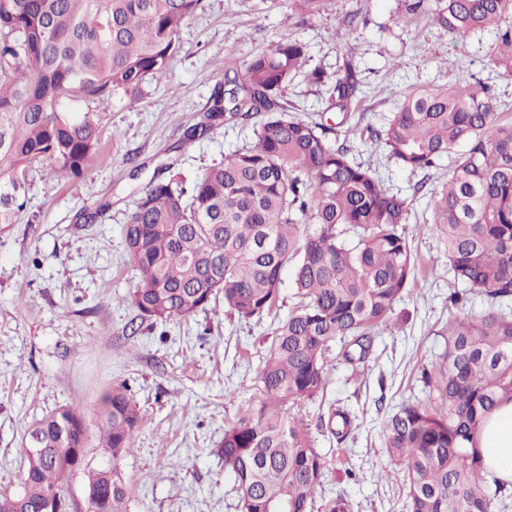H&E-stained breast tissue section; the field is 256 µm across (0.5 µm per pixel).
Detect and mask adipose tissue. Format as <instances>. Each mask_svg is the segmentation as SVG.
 <instances>
[{
  "instance_id": "adipose-tissue-1",
  "label": "adipose tissue",
  "mask_w": 512,
  "mask_h": 512,
  "mask_svg": "<svg viewBox=\"0 0 512 512\" xmlns=\"http://www.w3.org/2000/svg\"><path fill=\"white\" fill-rule=\"evenodd\" d=\"M484 471L512 484V400H505L488 415L475 437Z\"/></svg>"
}]
</instances>
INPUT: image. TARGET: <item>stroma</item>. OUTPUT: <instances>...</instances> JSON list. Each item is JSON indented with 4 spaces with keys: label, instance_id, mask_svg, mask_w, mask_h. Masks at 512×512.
Returning <instances> with one entry per match:
<instances>
[{
    "label": "stroma",
    "instance_id": "1",
    "mask_svg": "<svg viewBox=\"0 0 512 512\" xmlns=\"http://www.w3.org/2000/svg\"><path fill=\"white\" fill-rule=\"evenodd\" d=\"M413 2L331 0L297 21L291 0H203L181 32L167 77L149 84L136 107L117 100L96 109L101 150L80 177L60 181L33 169L20 223L0 234V495L21 492L27 430L62 406L77 409L85 422L86 464L106 465L102 396L124 384L139 412L133 449L119 461L129 512H238L234 481L214 449L262 399L259 375L273 329L296 303L292 272L284 270L279 302L262 320L226 315L219 305L153 325L140 321L129 302L137 278L122 229L152 176L172 172L190 181L253 145L250 121L217 126L189 145L183 136L213 104L214 62L245 72L253 56L287 37L304 46L307 64L282 102L322 122L331 142L358 150L386 188L412 198L418 256L414 287L396 306L409 320L376 337L360 376L330 361L323 396L301 408L325 461L315 502L342 492L355 512H405L403 474L383 443L385 422L401 404L425 400L416 370L437 361L444 349L439 332L450 317L479 318L488 304L475 295L450 313L448 263L437 235L424 226L447 161L418 180L372 135L384 129L402 93L427 84L487 83L504 117H512V75L494 57L497 31L449 36L427 15L433 0L418 10ZM348 63L360 86L343 117L331 86L308 73L333 75ZM103 200L111 207L102 218L79 222L84 209ZM335 404L356 416L343 450L320 426Z\"/></svg>",
    "mask_w": 512,
    "mask_h": 512
}]
</instances>
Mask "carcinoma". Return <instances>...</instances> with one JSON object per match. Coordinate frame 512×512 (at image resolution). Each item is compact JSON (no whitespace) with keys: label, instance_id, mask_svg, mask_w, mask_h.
Here are the masks:
<instances>
[{"label":"carcinoma","instance_id":"carcinoma-1","mask_svg":"<svg viewBox=\"0 0 512 512\" xmlns=\"http://www.w3.org/2000/svg\"><path fill=\"white\" fill-rule=\"evenodd\" d=\"M202 0H0V232L19 223L32 165L59 179L79 177L101 138L91 113L115 98L138 103L164 79L186 22ZM512 0H438L432 18L451 35L499 28ZM498 63L512 70V30L499 33ZM305 47L282 39L247 64L244 80L222 76L215 104L185 132L189 144L217 121L259 118L256 143L238 149L191 186L153 177L123 227L138 275L129 295L143 322L184 320L221 298L243 319H262L292 267L297 303L279 321L261 370L263 399L224 431L214 450L234 480L241 512H313L324 461L300 417L324 392L327 353L357 368L374 336L395 326V306L410 292L417 254L407 235L411 201L382 183L373 164L326 138L279 93L304 65ZM357 75L336 78L337 106L355 96ZM389 158L415 174L449 159L435 194L433 221L453 287L448 308L473 294L489 311L454 319L439 361L418 367L426 401L405 403L387 420L384 447L406 479V512H496L505 486L487 481L473 438L504 398L512 399V123L503 122L489 86L432 85L401 97L377 135ZM356 417L330 407L322 426L342 445ZM139 414L128 387L103 398L102 447L112 464L88 478L89 512H127L118 466L132 449ZM76 409L35 420L25 438L23 491L0 495V512H41L83 468L62 448L86 445ZM325 512H353L338 494Z\"/></svg>","mask_w":512,"mask_h":512}]
</instances>
